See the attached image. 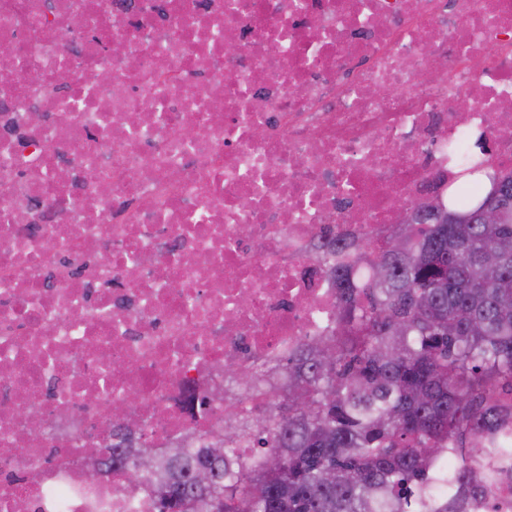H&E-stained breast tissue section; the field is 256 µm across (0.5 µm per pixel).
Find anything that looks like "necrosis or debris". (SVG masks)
<instances>
[{"label": "necrosis or debris", "mask_w": 512, "mask_h": 512, "mask_svg": "<svg viewBox=\"0 0 512 512\" xmlns=\"http://www.w3.org/2000/svg\"><path fill=\"white\" fill-rule=\"evenodd\" d=\"M0 71V512H151L85 478L113 402L155 456L194 446L332 333L317 243L366 271L447 201L451 143L512 175V0H0ZM489 469L475 512H512Z\"/></svg>", "instance_id": "1"}]
</instances>
